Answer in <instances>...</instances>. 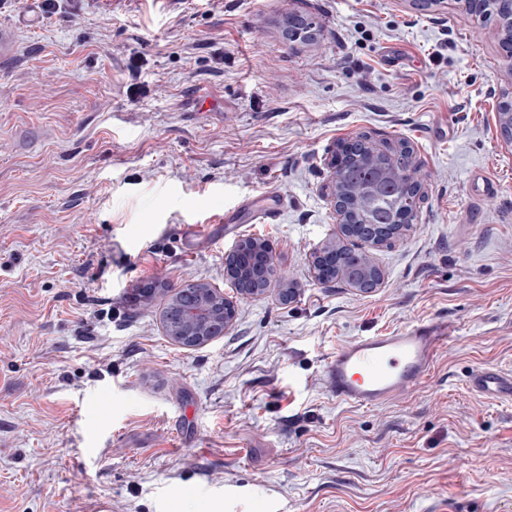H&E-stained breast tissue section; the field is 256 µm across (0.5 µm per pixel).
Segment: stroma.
I'll return each instance as SVG.
<instances>
[{
    "mask_svg": "<svg viewBox=\"0 0 512 512\" xmlns=\"http://www.w3.org/2000/svg\"><path fill=\"white\" fill-rule=\"evenodd\" d=\"M22 3L0 7V512H512V400L467 385L512 373L494 24L457 0H76L21 26ZM361 134L408 143L424 193L391 244H355L384 273L368 293L311 274L331 155ZM272 190L278 223L216 222ZM245 237L276 259L258 296L224 273ZM150 282L216 288L231 330L179 346ZM421 322L452 326L423 383L336 401L329 354Z\"/></svg>",
    "mask_w": 512,
    "mask_h": 512,
    "instance_id": "stroma-1",
    "label": "stroma"
}]
</instances>
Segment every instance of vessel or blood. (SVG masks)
I'll return each mask as SVG.
<instances>
[{"label":"vessel or blood","instance_id":"b4317fda","mask_svg":"<svg viewBox=\"0 0 512 512\" xmlns=\"http://www.w3.org/2000/svg\"><path fill=\"white\" fill-rule=\"evenodd\" d=\"M451 330L450 324L429 322L355 338L327 358L322 376L337 401L367 407L385 404L428 377ZM469 383L480 394L512 398V374L484 367L471 375Z\"/></svg>","mask_w":512,"mask_h":512}]
</instances>
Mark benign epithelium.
Masks as SVG:
<instances>
[{"instance_id":"7a95c632","label":"benign epithelium","mask_w":512,"mask_h":512,"mask_svg":"<svg viewBox=\"0 0 512 512\" xmlns=\"http://www.w3.org/2000/svg\"><path fill=\"white\" fill-rule=\"evenodd\" d=\"M464 8L480 17H494L505 31L502 40L506 55L512 58V0H459ZM312 23L301 17L288 19V37L301 39L309 34ZM497 120L504 141L512 145V93L502 96L497 104ZM370 141L364 137L352 138L336 148L331 159L334 170L330 193L334 202L338 236L329 239L312 257L314 277L322 283L343 281L362 293L372 291L383 280L382 271L365 257L368 270L359 266L343 265L340 262L342 240L363 241L374 246L391 243L408 228L417 217L420 207V188L407 199L408 209L399 224H358L351 220L350 205L340 191L342 163L341 152H363ZM226 275L241 283L238 293L242 296L261 293L262 286L271 278L275 269L273 254L268 246L247 237L236 241L224 254ZM182 301L164 319L165 330L184 347H198L217 336H222L232 327L236 309L233 300L213 288H181Z\"/></svg>"}]
</instances>
